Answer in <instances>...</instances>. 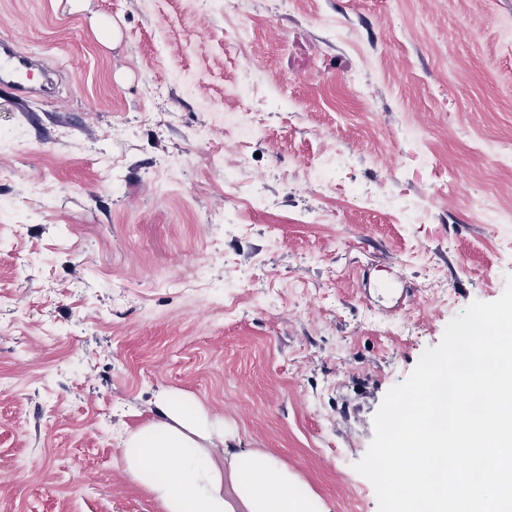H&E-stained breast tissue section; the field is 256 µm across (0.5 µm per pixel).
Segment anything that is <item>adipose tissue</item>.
Listing matches in <instances>:
<instances>
[{"instance_id":"ef3b65f1","label":"adipose tissue","mask_w":512,"mask_h":512,"mask_svg":"<svg viewBox=\"0 0 512 512\" xmlns=\"http://www.w3.org/2000/svg\"><path fill=\"white\" fill-rule=\"evenodd\" d=\"M122 461L164 512H332L300 490L285 462L242 447L223 417L179 391L159 394L154 417L125 440Z\"/></svg>"}]
</instances>
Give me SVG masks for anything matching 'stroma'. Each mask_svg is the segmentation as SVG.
<instances>
[{
	"label": "stroma",
	"mask_w": 512,
	"mask_h": 512,
	"mask_svg": "<svg viewBox=\"0 0 512 512\" xmlns=\"http://www.w3.org/2000/svg\"><path fill=\"white\" fill-rule=\"evenodd\" d=\"M224 2L0 0V39L54 79L0 83V199L23 206L0 222V512H163L121 452L164 389L332 512H378L354 465L385 394L504 292L512 0Z\"/></svg>",
	"instance_id": "1"
}]
</instances>
